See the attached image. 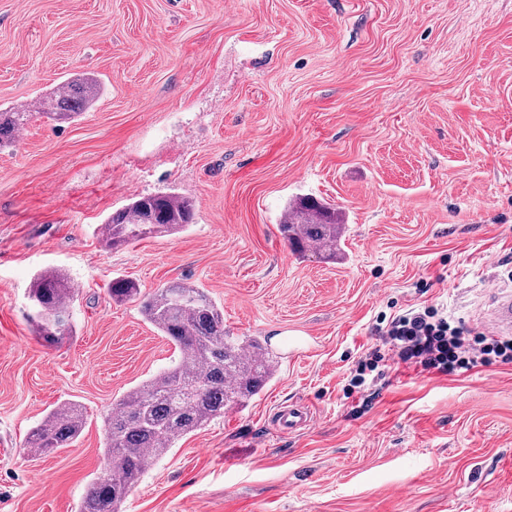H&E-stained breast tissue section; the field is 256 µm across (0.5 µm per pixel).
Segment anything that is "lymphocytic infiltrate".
Masks as SVG:
<instances>
[{"mask_svg": "<svg viewBox=\"0 0 512 512\" xmlns=\"http://www.w3.org/2000/svg\"><path fill=\"white\" fill-rule=\"evenodd\" d=\"M381 343L361 359L351 380V390L361 393L370 373L393 361L413 367L419 375H450L490 364L492 358L512 364V342L472 333L459 321L434 306L409 309L377 327Z\"/></svg>", "mask_w": 512, "mask_h": 512, "instance_id": "1", "label": "lymphocytic infiltrate"}]
</instances>
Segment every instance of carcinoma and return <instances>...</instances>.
Here are the masks:
<instances>
[{"mask_svg":"<svg viewBox=\"0 0 512 512\" xmlns=\"http://www.w3.org/2000/svg\"><path fill=\"white\" fill-rule=\"evenodd\" d=\"M102 93L94 75L65 81L40 99L38 111L24 104L0 111V147L10 144L38 114L69 123L90 108ZM193 201L172 193L137 196L104 222V240L112 248L147 237L172 235L194 223ZM345 229L341 212L311 197H299L279 224L291 250L336 257ZM109 293L116 301L140 295L132 280H117ZM74 288L59 269H47L33 280L29 297L35 335L55 344L72 333L66 321ZM144 318L178 350L169 369L130 389L105 420L106 454L112 475L93 483L78 512H121L130 490L150 465L185 436L224 415V409L259 394L273 376L267 349L256 339L237 342L224 331V314L203 289L175 282L143 301ZM83 407L66 401L49 411L28 437V445L48 453L66 448L83 432Z\"/></svg>","mask_w":512,"mask_h":512,"instance_id":"obj_1","label":"carcinoma"}]
</instances>
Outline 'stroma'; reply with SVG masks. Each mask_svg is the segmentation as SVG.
<instances>
[{"label": "stroma", "instance_id": "1", "mask_svg": "<svg viewBox=\"0 0 512 512\" xmlns=\"http://www.w3.org/2000/svg\"><path fill=\"white\" fill-rule=\"evenodd\" d=\"M83 73L94 106L0 148V512H76L112 471L105 416L177 359L110 297L123 278L198 285L276 362L125 512H512V364H391L368 407L344 394L378 316L432 305L480 331L512 291V0H0V109ZM155 193L195 201L193 224L107 248L105 218ZM300 195L343 213L335 259L281 236ZM49 267L76 286L53 345L29 321ZM68 400L82 434L32 454ZM289 403L313 422L284 435Z\"/></svg>", "mask_w": 512, "mask_h": 512}]
</instances>
